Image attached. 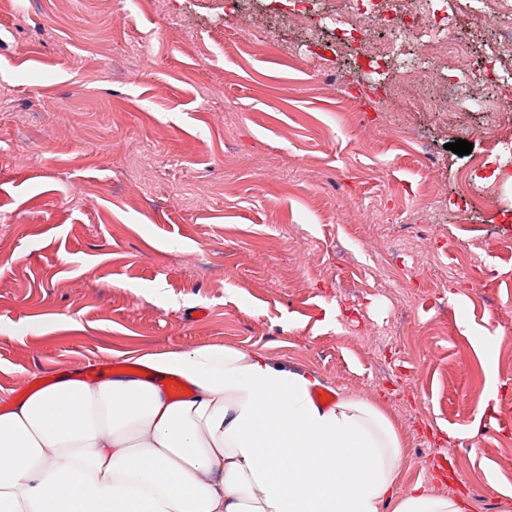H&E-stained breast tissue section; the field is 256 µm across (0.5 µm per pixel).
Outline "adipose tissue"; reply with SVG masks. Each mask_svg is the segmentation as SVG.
Masks as SVG:
<instances>
[{
    "instance_id": "ef3b65f1",
    "label": "adipose tissue",
    "mask_w": 512,
    "mask_h": 512,
    "mask_svg": "<svg viewBox=\"0 0 512 512\" xmlns=\"http://www.w3.org/2000/svg\"><path fill=\"white\" fill-rule=\"evenodd\" d=\"M140 363L153 379L61 376L0 408V512H467L398 498L392 425L363 401L317 403L312 374L217 346Z\"/></svg>"
}]
</instances>
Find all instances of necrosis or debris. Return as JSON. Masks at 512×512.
Instances as JSON below:
<instances>
[{
  "label": "necrosis or debris",
  "instance_id": "4bbe7bcc",
  "mask_svg": "<svg viewBox=\"0 0 512 512\" xmlns=\"http://www.w3.org/2000/svg\"><path fill=\"white\" fill-rule=\"evenodd\" d=\"M332 19L339 28L357 32L360 50L378 62H398L404 51L416 49L435 76L451 67L465 71L473 65L468 51L454 43L452 16L436 10L432 0H335ZM375 24L393 30V37L372 42L370 28ZM484 71L498 86L494 95L482 100L483 110H512V36L487 55Z\"/></svg>",
  "mask_w": 512,
  "mask_h": 512
}]
</instances>
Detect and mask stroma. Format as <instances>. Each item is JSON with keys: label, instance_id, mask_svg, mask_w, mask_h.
<instances>
[{"label": "stroma", "instance_id": "1", "mask_svg": "<svg viewBox=\"0 0 512 512\" xmlns=\"http://www.w3.org/2000/svg\"><path fill=\"white\" fill-rule=\"evenodd\" d=\"M451 8L472 55L512 31ZM331 9L315 45L265 0H0V402L259 350L380 407L400 497L512 512V112L387 102L397 71L337 51Z\"/></svg>", "mask_w": 512, "mask_h": 512}]
</instances>
